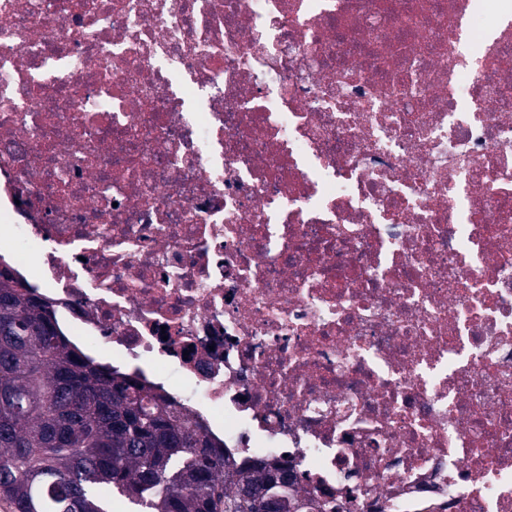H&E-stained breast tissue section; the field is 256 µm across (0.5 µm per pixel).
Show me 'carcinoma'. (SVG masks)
<instances>
[{"label":"carcinoma","instance_id":"obj_1","mask_svg":"<svg viewBox=\"0 0 512 512\" xmlns=\"http://www.w3.org/2000/svg\"><path fill=\"white\" fill-rule=\"evenodd\" d=\"M231 466L192 421L134 379L91 364L52 310L0 271V498L12 512H256L283 466Z\"/></svg>","mask_w":512,"mask_h":512}]
</instances>
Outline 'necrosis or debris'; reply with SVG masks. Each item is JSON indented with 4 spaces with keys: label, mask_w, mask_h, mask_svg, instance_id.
<instances>
[{
    "label": "necrosis or debris",
    "mask_w": 512,
    "mask_h": 512,
    "mask_svg": "<svg viewBox=\"0 0 512 512\" xmlns=\"http://www.w3.org/2000/svg\"><path fill=\"white\" fill-rule=\"evenodd\" d=\"M0 200L85 357L313 512H512V0H0Z\"/></svg>",
    "instance_id": "4bbe7bcc"
}]
</instances>
